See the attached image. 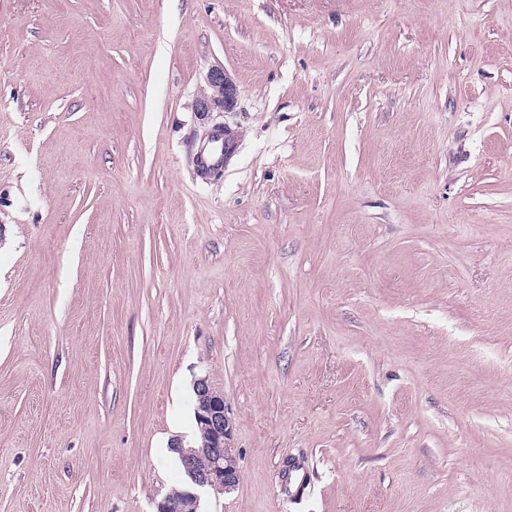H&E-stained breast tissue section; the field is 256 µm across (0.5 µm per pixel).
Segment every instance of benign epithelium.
I'll use <instances>...</instances> for the list:
<instances>
[{
	"label": "benign epithelium",
	"mask_w": 512,
	"mask_h": 512,
	"mask_svg": "<svg viewBox=\"0 0 512 512\" xmlns=\"http://www.w3.org/2000/svg\"><path fill=\"white\" fill-rule=\"evenodd\" d=\"M237 102V88L221 68L211 70L207 77V87L201 91L197 100L200 112H230ZM224 136V159L234 153L238 135L229 127L224 131H215L211 139ZM199 405L196 413L204 423L210 436L206 447L200 449L208 459V465H198V454L184 450L181 440L172 441L171 447L180 452L183 466L191 483L202 489L208 488L217 494L229 493L240 482V470L234 445V424L229 415L224 395L216 391L205 378L194 383ZM199 495L188 491L181 497L166 494L156 504V512H197Z\"/></svg>",
	"instance_id": "1"
}]
</instances>
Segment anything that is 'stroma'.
Returning <instances> with one entry per match:
<instances>
[{"label":"stroma","instance_id":"obj_1","mask_svg":"<svg viewBox=\"0 0 512 512\" xmlns=\"http://www.w3.org/2000/svg\"><path fill=\"white\" fill-rule=\"evenodd\" d=\"M201 377L202 512H512V0H0V512H155ZM237 102V88L221 68L211 70L207 77V87L197 100L200 112H230ZM237 140L238 135L224 124V144L222 141L215 142L206 155L203 153L201 161L207 167L220 165L223 161L226 162L234 153ZM194 390L199 402L196 413L210 436L206 448L200 449L208 459L207 467L201 468L206 465V459L200 458L197 462L198 454L185 451L180 439L173 440L170 447L180 452L185 472L195 487L208 488L217 494L229 493L240 482L233 420L223 394L216 391L206 378L197 379Z\"/></svg>","mask_w":512,"mask_h":512}]
</instances>
